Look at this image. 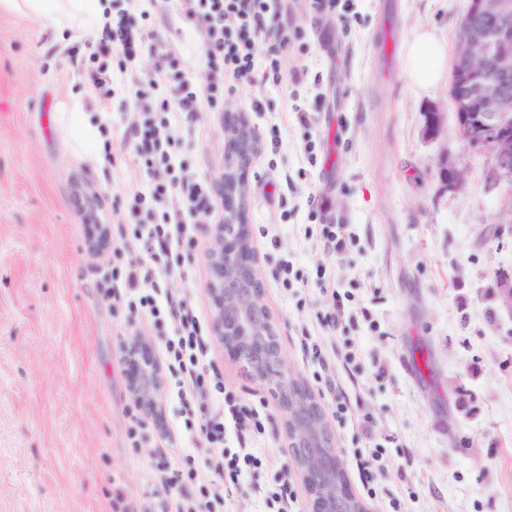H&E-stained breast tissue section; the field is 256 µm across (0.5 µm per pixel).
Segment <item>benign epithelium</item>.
<instances>
[{
	"mask_svg": "<svg viewBox=\"0 0 512 512\" xmlns=\"http://www.w3.org/2000/svg\"><path fill=\"white\" fill-rule=\"evenodd\" d=\"M465 39L456 57L453 82L468 91L453 99L456 123L466 124V143L487 153L488 177L512 196V0H470L463 17ZM444 113L426 112V133L437 136ZM224 179L220 191L224 223L217 225L208 260L212 331L235 361L272 386L291 463L309 497L310 512H369L350 488L338 483L344 471L333 448L324 410L308 385L286 364L277 328L264 303L258 256L245 222V177L260 139L244 112H224ZM440 176L450 187L462 171L447 159ZM92 248L108 244L98 219L87 221ZM124 374L138 406L152 413L163 385L151 341L135 335L124 344Z\"/></svg>",
	"mask_w": 512,
	"mask_h": 512,
	"instance_id": "obj_1",
	"label": "benign epithelium"
}]
</instances>
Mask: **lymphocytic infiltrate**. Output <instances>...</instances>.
Wrapping results in <instances>:
<instances>
[{
	"instance_id": "lymphocytic-infiltrate-1",
	"label": "lymphocytic infiltrate",
	"mask_w": 512,
	"mask_h": 512,
	"mask_svg": "<svg viewBox=\"0 0 512 512\" xmlns=\"http://www.w3.org/2000/svg\"><path fill=\"white\" fill-rule=\"evenodd\" d=\"M165 13L207 24L204 41L209 82L198 87L173 80L177 59L165 51V40L146 43L131 13L109 14L96 45L88 55L71 48L72 74L91 90L100 109L112 99V75L126 80L132 107L126 114L127 131L144 166L158 176L151 196H135L132 209L143 221L120 227L122 239L132 240L135 258L112 269V300L129 319L149 315L165 338L164 355L177 376L183 403V428L205 448L202 460L174 457L159 449L152 467L174 498L175 512H228L244 479L257 476L271 457L264 443L272 417L265 399L243 396L226 387L208 358V343L199 316L184 295L169 291V280L183 275L185 260L196 245L194 225L182 210L156 214L152 207L172 191L185 202L207 206L209 192L189 179L162 180L170 169L169 147L174 139L171 114L193 124L199 111L219 109L227 92L255 85L258 79L281 81L280 59L303 39L302 29L282 18L284 0H164ZM264 57H256L257 44ZM158 63L150 75H141L137 62L144 51Z\"/></svg>"
}]
</instances>
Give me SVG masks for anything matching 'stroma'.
Returning <instances> with one entry per match:
<instances>
[{
	"instance_id": "1",
	"label": "stroma",
	"mask_w": 512,
	"mask_h": 512,
	"mask_svg": "<svg viewBox=\"0 0 512 512\" xmlns=\"http://www.w3.org/2000/svg\"><path fill=\"white\" fill-rule=\"evenodd\" d=\"M469 0H354L349 13L310 14L288 0L305 50L283 59L282 82L260 81L224 99L248 111L254 96L270 105L251 123L261 138L279 126L278 152L260 150L250 166L246 222L257 249L265 303L288 365L325 411L335 396L352 418L332 422L335 449L355 494H362L354 449L383 445L384 476L370 512H512V315L500 305L496 274L512 272V199L487 179L488 157L459 136L450 74L423 90L403 70L404 48L419 28L434 29L455 55ZM132 12L145 35L161 34L182 79L202 86L208 71L200 27L153 12ZM66 43L28 19L0 14V512H112L124 495L136 512H171L151 458L171 437L177 454L204 450L181 426L175 377L164 372L155 412L128 393L123 344L150 334L156 359L163 338L149 320L126 322L112 308V268L132 252H93L73 206L75 181L100 192L102 223L132 224L133 193L150 194L154 176L136 153L124 116L131 108L115 76L108 111L73 77ZM302 83H291L296 71ZM77 98L93 125L108 124V162L92 163L71 138L62 102ZM299 102L304 113L289 111ZM445 114L427 137L425 114ZM313 152H306V145ZM463 171L458 187L439 176L442 158ZM171 175L218 188L224 176L222 112L198 114L171 148ZM328 207L311 212L309 197ZM198 244L173 291L192 298L209 356L227 387L270 397L212 334L208 252L217 220L185 212ZM341 224L353 243L325 252L320 230ZM282 242L272 249L260 229ZM293 264L291 288L275 277ZM326 266L348 317L335 332L316 315L331 302L315 282ZM328 354L336 383L328 394L314 374L313 345ZM141 417L144 439L127 429ZM370 428H363L364 418Z\"/></svg>"
}]
</instances>
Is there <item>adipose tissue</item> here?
<instances>
[{"instance_id": "ef3b65f1", "label": "adipose tissue", "mask_w": 512, "mask_h": 512, "mask_svg": "<svg viewBox=\"0 0 512 512\" xmlns=\"http://www.w3.org/2000/svg\"><path fill=\"white\" fill-rule=\"evenodd\" d=\"M104 0H0V13L17 15L53 29L56 37L101 30ZM442 42L429 29L418 30L407 42L404 69L421 89L433 86L445 70Z\"/></svg>"}]
</instances>
